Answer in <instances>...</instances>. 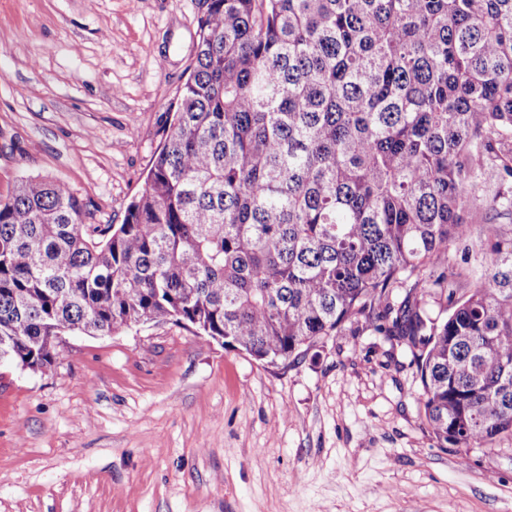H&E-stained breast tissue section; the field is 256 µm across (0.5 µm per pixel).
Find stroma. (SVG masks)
Instances as JSON below:
<instances>
[{"label": "stroma", "instance_id": "stroma-1", "mask_svg": "<svg viewBox=\"0 0 512 512\" xmlns=\"http://www.w3.org/2000/svg\"><path fill=\"white\" fill-rule=\"evenodd\" d=\"M202 0H0V197L66 182L90 224L145 186ZM455 265L479 266L469 211ZM0 366V512H512V450L438 447L411 357L361 324L269 366L167 321Z\"/></svg>", "mask_w": 512, "mask_h": 512}]
</instances>
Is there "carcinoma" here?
<instances>
[{"instance_id":"1","label":"carcinoma","mask_w":512,"mask_h":512,"mask_svg":"<svg viewBox=\"0 0 512 512\" xmlns=\"http://www.w3.org/2000/svg\"><path fill=\"white\" fill-rule=\"evenodd\" d=\"M122 224L60 180L0 198V356L173 319L267 365L362 323L411 353L440 448L512 440V0H206ZM465 221L469 225L466 227V235L460 239H454L449 243V254L451 261L455 265H462L465 248L469 247L468 261L472 267H479L481 255L479 252V242L483 238V225L495 224L498 226L501 234L505 238L512 237V218L510 216H496L490 211H469L464 214Z\"/></svg>"}]
</instances>
